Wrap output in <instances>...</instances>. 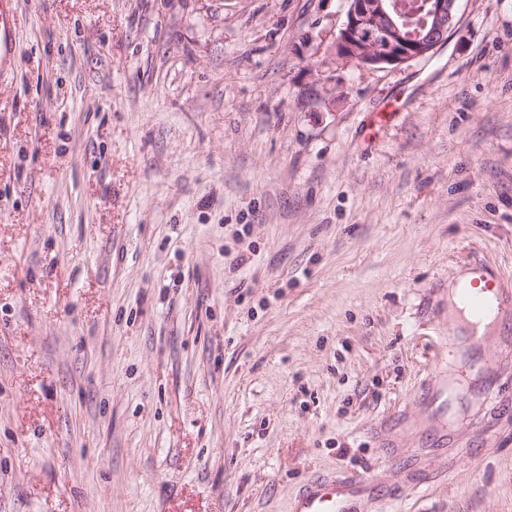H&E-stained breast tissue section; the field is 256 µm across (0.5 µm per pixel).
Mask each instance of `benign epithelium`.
<instances>
[{"instance_id": "7a95c632", "label": "benign epithelium", "mask_w": 512, "mask_h": 512, "mask_svg": "<svg viewBox=\"0 0 512 512\" xmlns=\"http://www.w3.org/2000/svg\"><path fill=\"white\" fill-rule=\"evenodd\" d=\"M338 38L340 56L363 67L391 70L431 58L446 41L458 0H428L416 30L391 0H348Z\"/></svg>"}]
</instances>
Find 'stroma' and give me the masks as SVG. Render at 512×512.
<instances>
[{
  "label": "stroma",
  "mask_w": 512,
  "mask_h": 512,
  "mask_svg": "<svg viewBox=\"0 0 512 512\" xmlns=\"http://www.w3.org/2000/svg\"><path fill=\"white\" fill-rule=\"evenodd\" d=\"M347 0H18L0 73V512H512V0L394 70ZM509 304L452 335L448 283ZM360 483L313 482L299 497L293 512H351L350 497Z\"/></svg>",
  "instance_id": "1"
}]
</instances>
